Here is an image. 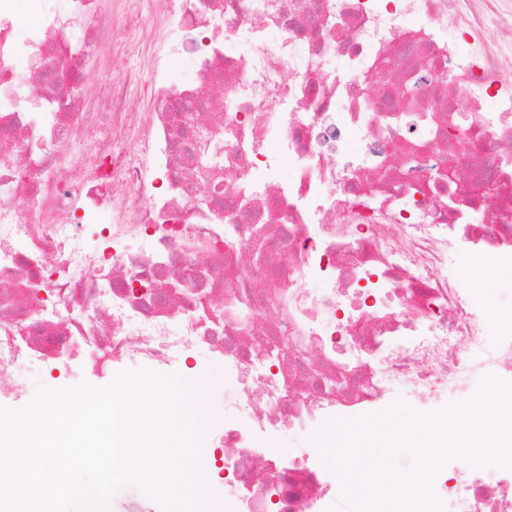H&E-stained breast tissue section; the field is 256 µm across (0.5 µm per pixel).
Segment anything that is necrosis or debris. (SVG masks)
Here are the masks:
<instances>
[{
	"mask_svg": "<svg viewBox=\"0 0 512 512\" xmlns=\"http://www.w3.org/2000/svg\"><path fill=\"white\" fill-rule=\"evenodd\" d=\"M32 2L20 40L0 0V406L36 361L86 349L163 375L198 350L238 417L199 460L213 512H339L338 470L275 438L396 390L441 410L473 361L512 374V325L489 346L456 263H512V0H154L181 35L149 112L87 69L140 0ZM129 134L161 149L165 189L113 153ZM203 144L224 164L198 170ZM433 491L444 512H512L494 470L440 468Z\"/></svg>",
	"mask_w": 512,
	"mask_h": 512,
	"instance_id": "1",
	"label": "necrosis or debris"
}]
</instances>
